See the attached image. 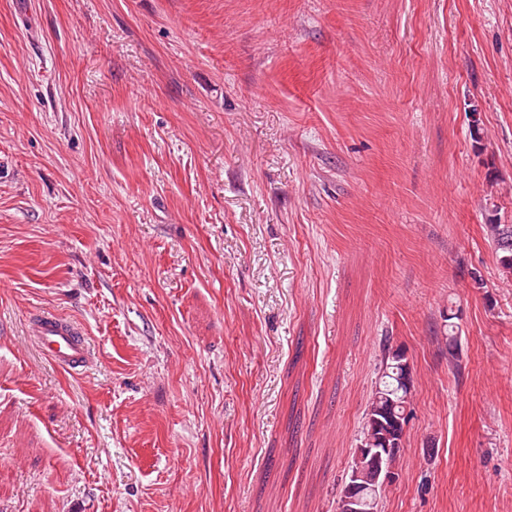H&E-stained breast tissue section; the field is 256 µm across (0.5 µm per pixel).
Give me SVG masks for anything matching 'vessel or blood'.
Masks as SVG:
<instances>
[{
	"mask_svg": "<svg viewBox=\"0 0 512 512\" xmlns=\"http://www.w3.org/2000/svg\"><path fill=\"white\" fill-rule=\"evenodd\" d=\"M29 333L39 351L68 372H76L92 361L84 332L71 319L54 313H39L30 319Z\"/></svg>",
	"mask_w": 512,
	"mask_h": 512,
	"instance_id": "1",
	"label": "vessel or blood"
}]
</instances>
